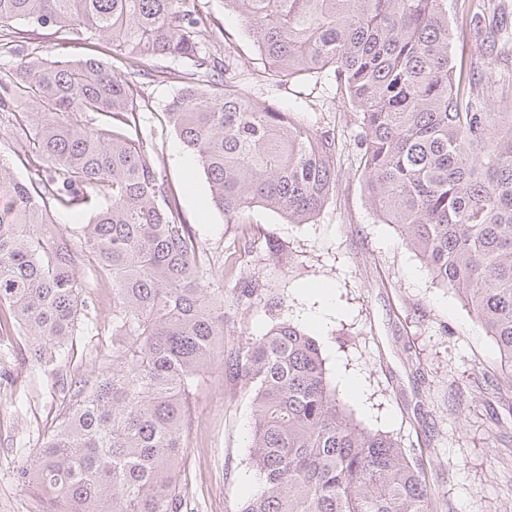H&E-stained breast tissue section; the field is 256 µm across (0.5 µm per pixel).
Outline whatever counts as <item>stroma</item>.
<instances>
[{
  "label": "stroma",
  "mask_w": 512,
  "mask_h": 512,
  "mask_svg": "<svg viewBox=\"0 0 512 512\" xmlns=\"http://www.w3.org/2000/svg\"><path fill=\"white\" fill-rule=\"evenodd\" d=\"M207 17L201 41L230 52L234 75L255 99L334 127L341 148L338 186L320 213L304 224L254 208L248 223L229 224L210 203L205 174L168 125V102L187 68L157 57L144 61L141 107L134 126L113 128L156 148L158 168L202 255L201 275L224 299L222 359L193 389L181 465L180 512H234L260 489L249 460L250 394L230 364L278 322L293 323L318 340L328 379L362 426L389 433L423 468L433 512H512V378L501 369L492 337L454 289L432 281L395 227L373 212L355 146L359 117L340 111L330 75L281 87L260 80L258 53L240 17L224 0H201ZM481 10L479 28L462 14ZM456 73L475 79L476 94L494 112H512V0H448ZM496 49L493 66L485 48ZM154 71L175 80L151 79ZM91 322L81 325L68 361L38 367L16 327L0 332V512H39L33 488L17 470L65 411L71 383L95 381L112 352V286L88 262L74 267ZM330 288L331 306L308 294ZM353 374L360 398L343 387Z\"/></svg>",
  "instance_id": "1"
}]
</instances>
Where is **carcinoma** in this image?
<instances>
[{
    "mask_svg": "<svg viewBox=\"0 0 512 512\" xmlns=\"http://www.w3.org/2000/svg\"><path fill=\"white\" fill-rule=\"evenodd\" d=\"M246 24L260 77L281 86L333 74L360 114L355 145L367 198L438 285L492 336L512 377V112L465 95L450 56L448 0H225ZM199 0H0V119L29 103L21 147L45 170L19 180L0 157V306L42 366L69 357L88 317L66 232L50 208L107 199L84 225L82 252L112 283V366L74 389L42 443L33 483L48 512H179L192 388L224 336V300L200 275L155 151L88 125L140 109L146 57L224 80L186 82L168 124L202 169L228 224L255 207L303 223L337 185L338 141L253 99L231 56L197 40ZM20 24L97 40L96 54L36 56ZM252 392L250 460L260 493L236 512H431L425 474L394 437L354 422L329 387L319 343L278 322L235 359Z\"/></svg>",
    "mask_w": 512,
    "mask_h": 512,
    "instance_id": "cac0c4a2",
    "label": "carcinoma"
}]
</instances>
